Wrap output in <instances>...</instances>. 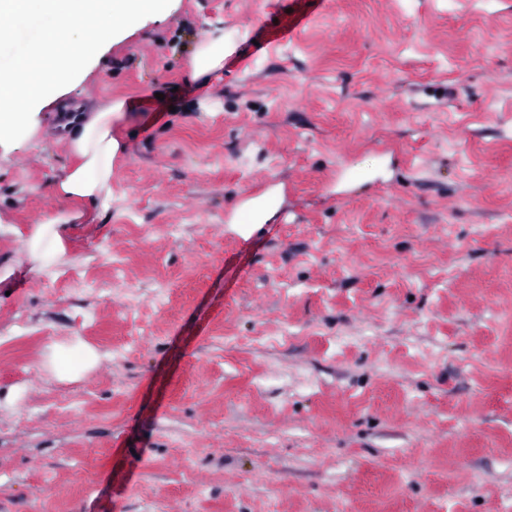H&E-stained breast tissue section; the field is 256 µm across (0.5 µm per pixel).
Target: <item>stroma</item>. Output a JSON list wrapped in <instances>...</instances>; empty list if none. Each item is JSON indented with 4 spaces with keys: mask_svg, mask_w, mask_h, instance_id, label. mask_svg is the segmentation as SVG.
I'll return each instance as SVG.
<instances>
[{
    "mask_svg": "<svg viewBox=\"0 0 512 512\" xmlns=\"http://www.w3.org/2000/svg\"><path fill=\"white\" fill-rule=\"evenodd\" d=\"M139 97L110 208L6 273L62 102ZM45 112L0 156V512H512V0H180ZM189 67L194 79L224 67V29H207L202 33L193 48ZM282 202V192L276 187L268 193L252 198L238 206L230 217V224L243 237H248L262 224H267L276 215Z\"/></svg>",
    "mask_w": 512,
    "mask_h": 512,
    "instance_id": "35a3bbf8",
    "label": "stroma"
}]
</instances>
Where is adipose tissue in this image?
<instances>
[{"label": "adipose tissue", "mask_w": 512, "mask_h": 512, "mask_svg": "<svg viewBox=\"0 0 512 512\" xmlns=\"http://www.w3.org/2000/svg\"><path fill=\"white\" fill-rule=\"evenodd\" d=\"M223 65V29L205 30L190 56L193 78L209 76ZM129 109L128 101L120 99L67 115L62 128L76 162L64 168L53 184V191L59 198L110 205L113 162L122 150L121 142L114 134V126ZM281 202V190L272 189L238 206L230 221L239 234L249 236L260 225L273 219ZM70 221V216L62 214L34 227L25 248L29 257L36 261L38 273L54 276L59 259L65 252L62 230Z\"/></svg>", "instance_id": "1"}]
</instances>
